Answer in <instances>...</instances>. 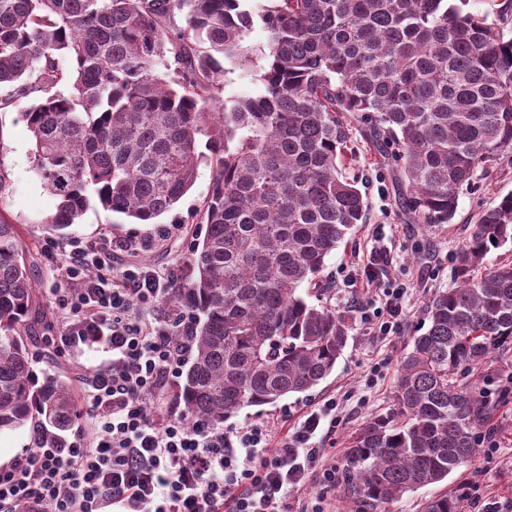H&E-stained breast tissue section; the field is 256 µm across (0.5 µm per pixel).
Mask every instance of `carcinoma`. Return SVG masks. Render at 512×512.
<instances>
[{
  "mask_svg": "<svg viewBox=\"0 0 512 512\" xmlns=\"http://www.w3.org/2000/svg\"><path fill=\"white\" fill-rule=\"evenodd\" d=\"M265 46L247 39L255 26ZM261 59L256 96L223 78ZM0 110L23 98L33 169L55 198L46 231L90 208L152 224L211 169L190 278L169 298L194 319L173 396L216 428L242 408L317 386L346 344V317L298 293L358 225L343 173L360 134L389 168L409 219L448 224L458 190L512 151V37L448 0H0ZM205 150H200V147ZM512 194L480 212L427 305L392 407L347 448L342 483L370 512L445 480L478 452L492 404L458 379L512 349ZM29 250L0 212V433L61 448L73 380L38 379ZM443 494L424 512H463Z\"/></svg>",
  "mask_w": 512,
  "mask_h": 512,
  "instance_id": "obj_1",
  "label": "carcinoma"
}]
</instances>
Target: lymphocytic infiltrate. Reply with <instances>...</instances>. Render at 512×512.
I'll return each mask as SVG.
<instances>
[{
    "mask_svg": "<svg viewBox=\"0 0 512 512\" xmlns=\"http://www.w3.org/2000/svg\"><path fill=\"white\" fill-rule=\"evenodd\" d=\"M147 240L111 244L74 238L60 247L57 353L92 350L82 367L79 416L93 435L62 448H31L0 469V512H289L320 424L309 417L272 443L264 425L246 430L188 423L167 400L192 352V323L148 318L172 280L139 263Z\"/></svg>",
    "mask_w": 512,
    "mask_h": 512,
    "instance_id": "lymphocytic-infiltrate-1",
    "label": "lymphocytic infiltrate"
}]
</instances>
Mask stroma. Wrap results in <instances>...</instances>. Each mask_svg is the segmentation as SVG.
I'll use <instances>...</instances> for the list:
<instances>
[{
    "mask_svg": "<svg viewBox=\"0 0 512 512\" xmlns=\"http://www.w3.org/2000/svg\"><path fill=\"white\" fill-rule=\"evenodd\" d=\"M20 106L0 112V161L4 162L9 182L0 193V211L16 224L24 243L37 258L35 280L40 297L39 313L53 328L61 322L51 304V291L60 282L54 269L61 256L54 248V235L47 232L43 218L55 207L54 197L45 189L33 170V143L20 115ZM348 176L358 178L367 198L365 222L347 237L325 260L319 274L331 284L330 294L313 287L301 288L308 302L330 304L349 315L352 328L332 373L312 389L289 395L276 404L246 407L227 421V428L243 429L266 420L277 436L293 433L313 413L321 417L314 442L320 454L303 486L291 489L288 501L308 512H355L342 486L324 482L326 469H344L345 452L353 438L371 417L388 411L398 379L400 362L410 350L413 336L428 325L425 305L431 295L451 288L452 257L475 223L481 210L496 205L512 193V153L500 156L479 171L471 184L458 191V208L448 224H415L408 220L386 171L377 168L368 146L355 139ZM210 169L199 165L193 187L175 208L161 216L160 222L181 219L179 235L153 242L155 226L136 224L125 215L100 208L89 210L68 230L69 237L90 241L115 240L129 236L152 240L141 256L143 264L181 281L187 260L201 226L192 216L205 197ZM382 254L383 275L367 279L364 270L374 254ZM404 289L403 320L395 333L383 336L371 329L377 313L385 306V293ZM483 394L496 401L486 424L498 443L494 453L479 452L444 481L408 492L389 502L387 512H422L425 500L451 493L462 484H474L482 500H512V352L496 353L491 360L465 375ZM335 411H328V404Z\"/></svg>",
    "mask_w": 512,
    "mask_h": 512,
    "instance_id": "stroma-1",
    "label": "stroma"
}]
</instances>
